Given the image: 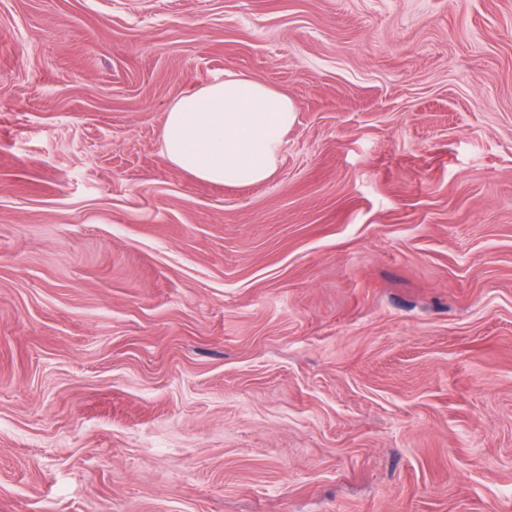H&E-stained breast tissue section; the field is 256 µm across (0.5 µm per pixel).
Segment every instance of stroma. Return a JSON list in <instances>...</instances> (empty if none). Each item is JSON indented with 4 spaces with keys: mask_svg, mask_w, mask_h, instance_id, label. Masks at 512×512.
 <instances>
[{
    "mask_svg": "<svg viewBox=\"0 0 512 512\" xmlns=\"http://www.w3.org/2000/svg\"><path fill=\"white\" fill-rule=\"evenodd\" d=\"M0 512H512V0H0ZM295 112L291 99L276 89L228 73L183 95L164 113L162 154L200 182L257 185L275 172Z\"/></svg>",
    "mask_w": 512,
    "mask_h": 512,
    "instance_id": "35a3bbf8",
    "label": "stroma"
}]
</instances>
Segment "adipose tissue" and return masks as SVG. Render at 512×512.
<instances>
[{
    "mask_svg": "<svg viewBox=\"0 0 512 512\" xmlns=\"http://www.w3.org/2000/svg\"><path fill=\"white\" fill-rule=\"evenodd\" d=\"M294 121L286 95L247 74L229 73L170 106L161 150L171 166L197 181L257 185L275 172Z\"/></svg>",
    "mask_w": 512,
    "mask_h": 512,
    "instance_id": "ef3b65f1",
    "label": "adipose tissue"
}]
</instances>
